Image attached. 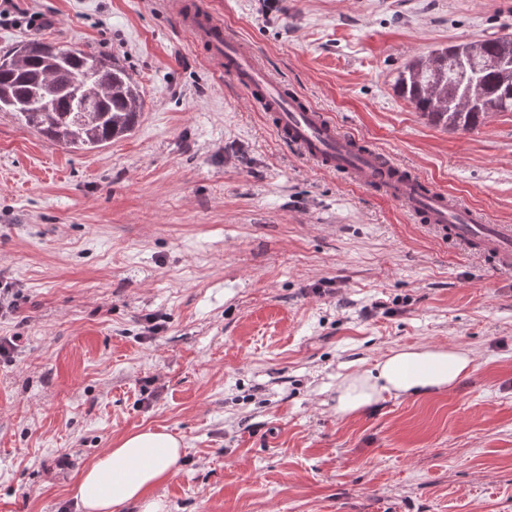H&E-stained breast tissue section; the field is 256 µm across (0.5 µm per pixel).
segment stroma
<instances>
[{"label":"stroma","instance_id":"stroma-1","mask_svg":"<svg viewBox=\"0 0 512 512\" xmlns=\"http://www.w3.org/2000/svg\"><path fill=\"white\" fill-rule=\"evenodd\" d=\"M207 2L340 131L512 225V112L457 133L394 90L407 61L512 33V0ZM13 4L0 52L111 56L144 106L91 152L0 112V512H79L83 468L147 429L184 443L168 512H512V270L297 157L165 0ZM424 344L473 366L337 416L340 377Z\"/></svg>","mask_w":512,"mask_h":512}]
</instances>
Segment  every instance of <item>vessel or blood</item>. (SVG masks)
I'll use <instances>...</instances> for the list:
<instances>
[{"mask_svg":"<svg viewBox=\"0 0 512 512\" xmlns=\"http://www.w3.org/2000/svg\"><path fill=\"white\" fill-rule=\"evenodd\" d=\"M169 6L217 72L232 77L264 105L273 128L290 148L325 170L345 174L356 184H381L390 199L452 239L477 246L499 266H512L511 226L486 223L477 212L454 202L447 194L424 191L416 177H389L387 169L379 167L375 151L354 149L353 137L340 132L325 113L288 93L247 48L227 36L222 21L203 0H195L191 6L184 0H170Z\"/></svg>","mask_w":512,"mask_h":512,"instance_id":"b4317fda","label":"vessel or blood"}]
</instances>
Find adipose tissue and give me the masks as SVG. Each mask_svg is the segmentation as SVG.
Returning <instances> with one entry per match:
<instances>
[{
	"instance_id": "1",
	"label": "adipose tissue",
	"mask_w": 512,
	"mask_h": 512,
	"mask_svg": "<svg viewBox=\"0 0 512 512\" xmlns=\"http://www.w3.org/2000/svg\"><path fill=\"white\" fill-rule=\"evenodd\" d=\"M467 348L414 345L389 351L368 369L343 376L336 384V413L350 417L388 397L445 390L472 368ZM182 442L167 432L141 430L126 434L115 448L88 464L75 487L80 512H166L155 488L176 473Z\"/></svg>"
}]
</instances>
